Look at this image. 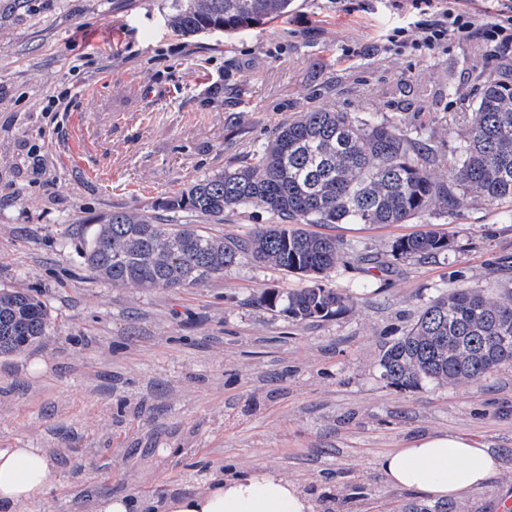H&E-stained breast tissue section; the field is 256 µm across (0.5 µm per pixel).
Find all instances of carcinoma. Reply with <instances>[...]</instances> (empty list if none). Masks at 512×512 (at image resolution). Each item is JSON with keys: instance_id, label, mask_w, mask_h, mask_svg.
<instances>
[{"instance_id": "cac0c4a2", "label": "carcinoma", "mask_w": 512, "mask_h": 512, "mask_svg": "<svg viewBox=\"0 0 512 512\" xmlns=\"http://www.w3.org/2000/svg\"><path fill=\"white\" fill-rule=\"evenodd\" d=\"M292 0H173L170 27L183 36L244 28L284 18ZM480 93L457 147L439 157L394 119L320 107L279 126L243 164L191 181L158 199L153 213L114 212L89 226L79 249L98 280L130 288H196L224 276L244 259L299 277L300 288H267L255 302L297 323L328 320L350 296L329 284L338 266L359 254L303 224H407L437 206L450 216L471 204H512V80L479 73ZM250 204L276 223L245 237L218 236L206 224ZM436 231L396 239V260L452 251ZM51 318L43 301L23 290L0 289V355L40 342ZM512 364V289L494 299L459 284L428 299L414 324L379 356L387 385L414 389L478 384Z\"/></svg>"}]
</instances>
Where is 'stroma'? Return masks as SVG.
<instances>
[{
	"label": "stroma",
	"instance_id": "35a3bbf8",
	"mask_svg": "<svg viewBox=\"0 0 512 512\" xmlns=\"http://www.w3.org/2000/svg\"><path fill=\"white\" fill-rule=\"evenodd\" d=\"M345 2L295 0L287 18L232 37H183L171 0H0V288L37 295L51 316L39 344L0 357V448H46L56 464L46 502L27 512H90L105 491L161 498L264 466L299 482L317 512H502L512 501V365L478 385L407 390L377 365L453 272L471 288H512L501 265L512 206L325 226L365 257L426 230L453 233L455 250L375 277L338 267L330 284L351 303L308 324L252 305L301 282L249 260L197 288L141 291L95 280L78 256L86 226L150 212L314 108L387 116L453 151L476 73L511 67L512 47L476 36L346 61L341 45L405 19L384 0ZM67 88L65 110L48 112ZM26 141L42 155L35 175L19 168ZM271 221L250 204L209 230L242 237ZM447 432L495 451L498 477L445 505L386 482L381 453Z\"/></svg>",
	"mask_w": 512,
	"mask_h": 512
}]
</instances>
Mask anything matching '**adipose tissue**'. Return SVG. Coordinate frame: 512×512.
<instances>
[{
	"label": "adipose tissue",
	"mask_w": 512,
	"mask_h": 512,
	"mask_svg": "<svg viewBox=\"0 0 512 512\" xmlns=\"http://www.w3.org/2000/svg\"><path fill=\"white\" fill-rule=\"evenodd\" d=\"M378 466L388 484L419 492L433 501L461 499L501 471L491 449L464 434H435L413 439L407 447L381 455ZM55 467L43 448H0V512H25L44 501ZM93 512H315L303 487L278 472L259 468L211 478L203 487L162 501L109 493Z\"/></svg>",
	"instance_id": "obj_1"
}]
</instances>
